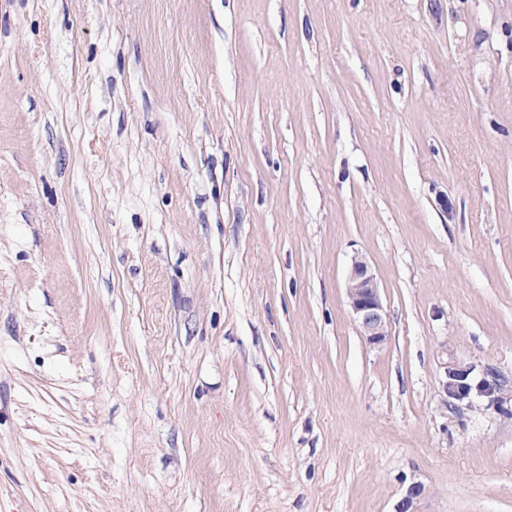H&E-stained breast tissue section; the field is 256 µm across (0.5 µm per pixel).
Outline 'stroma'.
Returning a JSON list of instances; mask_svg holds the SVG:
<instances>
[{"instance_id":"35a3bbf8","label":"stroma","mask_w":512,"mask_h":512,"mask_svg":"<svg viewBox=\"0 0 512 512\" xmlns=\"http://www.w3.org/2000/svg\"><path fill=\"white\" fill-rule=\"evenodd\" d=\"M413 484L512 512V0H0V512ZM346 296L349 308L369 346L380 347L387 341V320L376 274L362 255L352 259ZM443 365L440 383L447 405L448 392L459 403L465 402L466 406H472L475 401L484 399L497 406L501 403L498 402L501 397L498 393L503 390L504 382H501L493 372L486 370L477 375L473 365L461 362L449 365L446 362Z\"/></svg>"}]
</instances>
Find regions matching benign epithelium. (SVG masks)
I'll return each mask as SVG.
<instances>
[{
    "label": "benign epithelium",
    "instance_id": "benign-epithelium-1",
    "mask_svg": "<svg viewBox=\"0 0 512 512\" xmlns=\"http://www.w3.org/2000/svg\"><path fill=\"white\" fill-rule=\"evenodd\" d=\"M346 296L349 308L367 344L380 347L387 341V320L376 274L361 255L352 259L349 269ZM504 384L493 372L475 373L470 364L454 362L443 366L441 388L443 394L468 406L478 400L497 402ZM421 487L413 485L397 505L396 512H417V499Z\"/></svg>",
    "mask_w": 512,
    "mask_h": 512
}]
</instances>
